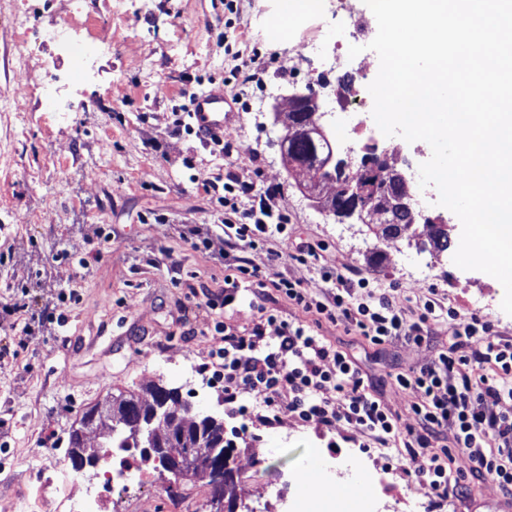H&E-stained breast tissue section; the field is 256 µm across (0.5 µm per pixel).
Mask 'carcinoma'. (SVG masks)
<instances>
[{
    "instance_id": "carcinoma-1",
    "label": "carcinoma",
    "mask_w": 512,
    "mask_h": 512,
    "mask_svg": "<svg viewBox=\"0 0 512 512\" xmlns=\"http://www.w3.org/2000/svg\"><path fill=\"white\" fill-rule=\"evenodd\" d=\"M284 162L290 169L302 166L312 167L320 171L319 180L305 185L304 191L317 206L323 210L340 216L339 203L333 202V198L322 194L323 185L334 181L338 184L336 198L343 197L352 186H371L377 193V197L390 202L394 200L395 189L389 176L377 172L374 166L362 161L363 174L354 178L346 173L341 159L336 157L334 143L325 137L304 131L294 133L288 138V148L285 151ZM149 398H143L137 392L120 394L112 398L109 414L112 429L101 440L98 448H88L82 441V427L87 419L98 412V408L92 407L85 411L80 420V427L71 431L66 456L70 459L80 458L93 466L99 460L100 453L108 448H148L150 444L144 438L143 429L148 427L154 413L156 403L155 396L165 394L172 405H185L179 388L167 387L163 384H154L146 389ZM187 438L175 436L168 442L166 453L153 451V456L158 458L160 464H165L169 457L191 458L192 463L186 465L178 472L171 473V480H185L196 474L197 466L194 461L201 457L215 460L220 455H225L224 465L228 467L230 474L237 472L234 466L235 446L232 440L224 439V419L205 417L201 420L202 429L192 426L194 419H188Z\"/></svg>"
}]
</instances>
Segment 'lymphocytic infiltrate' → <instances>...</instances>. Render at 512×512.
Masks as SVG:
<instances>
[{
	"mask_svg": "<svg viewBox=\"0 0 512 512\" xmlns=\"http://www.w3.org/2000/svg\"><path fill=\"white\" fill-rule=\"evenodd\" d=\"M214 203L224 209V234L230 251H242L263 241L267 234L284 232L280 187L242 179L235 171L204 185ZM295 260L317 265L330 288L324 299L313 298L300 281L282 280L267 291L261 271L239 261L235 276L225 279L224 297L207 299V306L233 303L239 292H249L260 320L249 333H225L218 355V369L202 364L224 389L229 413L243 423L270 427L279 406H287L305 424L335 429L345 423L356 435H369L378 443L402 447L399 469L403 476L426 484L436 507L448 498L465 496L467 490L493 480L512 498V414L499 411L512 398L505 381L512 374V343L497 337L487 317L471 314L459 318L448 347L426 365L390 373L392 384L417 387L422 394L415 404V426L401 428L385 405L376 381L347 352L325 343L303 326L277 320L267 305L273 294L288 298L318 318L344 324L373 345L395 342L430 346L440 316L434 303H425L417 319L406 321L387 293L373 304L357 301L355 291L368 287L366 279H352L322 265L321 255L308 242L296 244ZM277 324L275 344L264 341L267 325ZM453 446H445V439ZM464 454L467 468L454 465Z\"/></svg>",
	"mask_w": 512,
	"mask_h": 512,
	"instance_id": "lymphocytic-infiltrate-1",
	"label": "lymphocytic infiltrate"
}]
</instances>
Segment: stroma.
<instances>
[{
	"label": "stroma",
	"instance_id": "obj_1",
	"mask_svg": "<svg viewBox=\"0 0 512 512\" xmlns=\"http://www.w3.org/2000/svg\"><path fill=\"white\" fill-rule=\"evenodd\" d=\"M31 24L45 26L78 19L112 51L93 70L74 77L59 47L37 44L26 73L0 69V95L23 101L24 112H0V251L13 254L0 265V304L21 286L40 306L58 289L73 287L78 299L66 303L64 328L24 340L0 319V512L30 483L39 450H65L69 433L89 407H105L111 396L155 383L179 388L196 411L224 413V392L199 371L220 329L244 334L258 320L246 298L229 306L198 304L199 293L220 295L230 274L222 220L204 192L206 181L238 167L260 181L280 185L290 223L287 235L272 234L244 257L259 268L267 287L280 279L301 281L313 296L327 289L317 270L289 258L286 238L320 244L323 260L350 277L363 276L377 289L394 288L405 318H413L430 296L460 315L493 320L499 337L512 341V315L501 308L503 295L488 274L465 271L429 242L424 224L401 238L375 237L367 225L320 211L298 179L285 169L278 141L282 125L271 112L236 109L224 126L231 157L174 127L172 113L186 104V92L223 88L235 99L241 87L231 70L237 59L259 56L267 68L269 96L289 86L317 85L353 72L370 84L379 58L366 50L349 57L355 42L345 17L332 12L307 15L310 38L319 53L295 56L288 39L269 35L279 0H115L111 24H104L97 0H27ZM62 84V111L40 93L41 83ZM208 245L195 246V232ZM110 249L96 256L100 239ZM67 249L68 259L58 258ZM181 263L172 280L159 259ZM275 308L280 319L317 328L323 340L344 349L373 376L430 363L447 347L449 319H441L433 347L374 346L347 333L343 324L317 322L286 297ZM270 428L254 427L238 442L236 512H279L287 475L299 461L340 459L359 449L348 441L346 424L323 430L301 423L280 409ZM387 479L385 512H434L428 488L390 468L392 451L364 449ZM260 467H253V457Z\"/></svg>",
	"mask_w": 512,
	"mask_h": 512
}]
</instances>
